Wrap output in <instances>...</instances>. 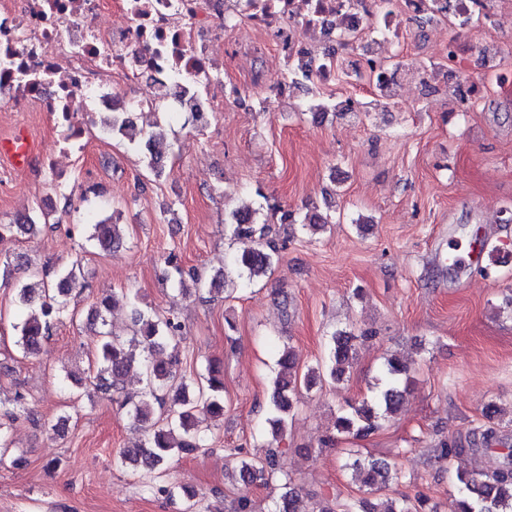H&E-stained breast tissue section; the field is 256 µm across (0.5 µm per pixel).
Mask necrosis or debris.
I'll return each mask as SVG.
<instances>
[{
	"instance_id": "4bbe7bcc",
	"label": "necrosis or debris",
	"mask_w": 512,
	"mask_h": 512,
	"mask_svg": "<svg viewBox=\"0 0 512 512\" xmlns=\"http://www.w3.org/2000/svg\"><path fill=\"white\" fill-rule=\"evenodd\" d=\"M398 10L437 15L434 0H0V112L53 113L63 151L78 150L94 114L118 111L114 79L145 71L197 90L195 111L220 112L214 50L226 40L240 56L272 42L326 89L344 61L376 91L397 78L382 45ZM110 11L122 24H97Z\"/></svg>"
}]
</instances>
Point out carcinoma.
Instances as JSON below:
<instances>
[{
    "label": "carcinoma",
    "instance_id": "obj_1",
    "mask_svg": "<svg viewBox=\"0 0 512 512\" xmlns=\"http://www.w3.org/2000/svg\"><path fill=\"white\" fill-rule=\"evenodd\" d=\"M100 126L108 135L122 137L132 144H142L146 166L150 172L161 174L163 156L151 152L150 144L164 138L160 123H153L154 130L134 131L133 121L127 112H114L100 118ZM336 223L331 214L316 211L305 214L302 226L318 232ZM89 240L105 252H111L122 243L120 225L109 218L87 225ZM228 229L231 236L247 239L253 246L233 258L232 264L239 279L252 283L267 277L276 261L278 252L274 240L269 238L271 229L260 220V209L241 205L231 212ZM38 224L26 218L13 224H0V241L17 234L36 235ZM171 268L167 279L178 286L182 294L190 288H199L200 279L185 275L174 256L167 257ZM47 267L28 269L27 279L19 286V304L24 316L14 323L17 345L26 353L37 351L51 335L55 324L66 319L76 321L69 298L72 292L85 288L81 281V261L75 260L54 277L46 276ZM130 307L132 314L131 335L117 336L107 329V315L119 301ZM89 325L99 329L100 341L95 357L96 379L104 391L116 390L125 382L134 367L140 368V382L145 396L131 403L127 415L132 423L146 433L143 444L123 452L124 460L139 467L144 476L160 471L174 454H191L206 446L207 434L201 423L207 419L224 416V378L219 371L210 369L199 379H187L178 368L180 353V324L170 316L149 313L140 307L138 294L129 290L112 293L100 298L88 312ZM374 332L365 329L354 334L343 330L332 333L327 343L326 358L300 371L293 350L283 351L279 360L280 370L273 380L271 399L272 440L280 442L285 436L287 418L293 410V399L302 389H310L329 379L340 382L354 364L357 344L366 342ZM411 366L395 357L386 360L381 386L370 401L351 404L336 417L334 433L322 441L327 448L335 445L336 436L367 437L376 432L382 422L395 415L410 383ZM26 397L17 390L10 397L0 398V448L11 444L12 425L25 410ZM160 415H155L156 409ZM501 410L490 404L484 416L487 423L468 433L466 442L443 440L437 451L448 459L470 456L477 460L489 452H498L496 467L488 471L480 466L457 473L456 512H512V446L505 445L500 423ZM282 451L271 452L256 462L243 459L238 468L239 481L245 486L256 480L272 476L281 470ZM353 466L359 472L367 493L376 494L390 479L387 463L374 458L357 459ZM299 494L290 487L280 496L276 512H301ZM310 512H435L427 500L415 503L407 499L392 500L380 509L368 497L342 505V508L324 501Z\"/></svg>",
    "mask_w": 512,
    "mask_h": 512
}]
</instances>
